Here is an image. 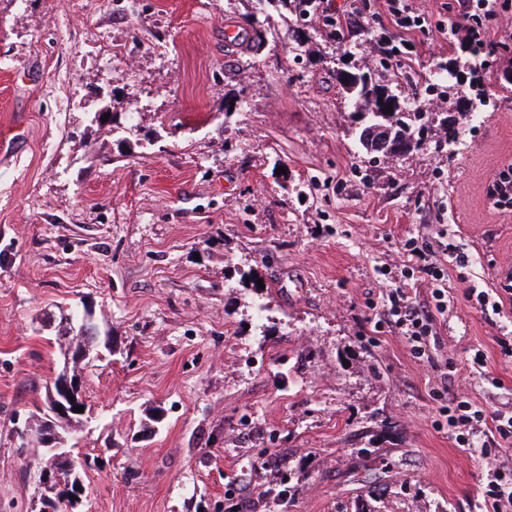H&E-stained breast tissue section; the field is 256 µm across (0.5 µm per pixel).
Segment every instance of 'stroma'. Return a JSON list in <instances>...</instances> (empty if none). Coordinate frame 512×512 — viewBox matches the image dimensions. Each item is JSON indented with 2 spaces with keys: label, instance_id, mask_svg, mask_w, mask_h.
<instances>
[{
  "label": "stroma",
  "instance_id": "1",
  "mask_svg": "<svg viewBox=\"0 0 512 512\" xmlns=\"http://www.w3.org/2000/svg\"><path fill=\"white\" fill-rule=\"evenodd\" d=\"M414 5L436 25L401 47L415 81L397 91L410 102L423 86L442 112L433 66L466 60V21L453 0ZM121 9L0 0V512H39L38 462L17 431L47 417L59 318L73 311L98 329L99 358L78 376L83 425L59 434L92 462L82 512H356L365 499L478 512L485 458L436 428L448 394L433 362L372 309L406 239L458 248L467 263L448 269L455 303L434 362L486 412L512 397L496 342L512 307L483 313L465 297L512 269V210L486 194L512 164V97L499 93L512 55L488 60L489 111L392 160L359 145L318 16L268 9L255 52L224 37L248 32L246 0H137L119 24ZM385 24L348 59L383 81ZM96 42L120 56H93Z\"/></svg>",
  "mask_w": 512,
  "mask_h": 512
}]
</instances>
